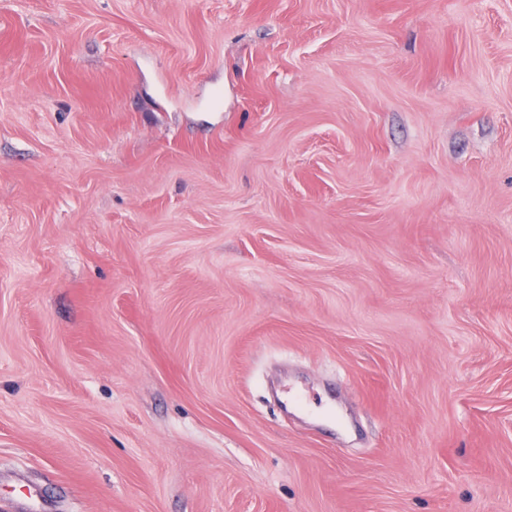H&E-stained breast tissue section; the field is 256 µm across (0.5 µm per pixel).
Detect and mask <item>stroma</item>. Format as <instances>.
I'll return each mask as SVG.
<instances>
[{
	"mask_svg": "<svg viewBox=\"0 0 512 512\" xmlns=\"http://www.w3.org/2000/svg\"><path fill=\"white\" fill-rule=\"evenodd\" d=\"M0 512H512V0H0Z\"/></svg>",
	"mask_w": 512,
	"mask_h": 512,
	"instance_id": "obj_1",
	"label": "stroma"
}]
</instances>
